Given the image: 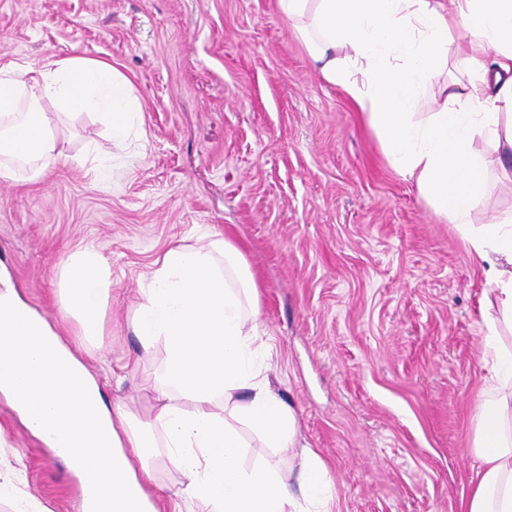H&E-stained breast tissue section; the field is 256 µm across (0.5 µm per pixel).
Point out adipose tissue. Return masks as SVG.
<instances>
[{
    "label": "adipose tissue",
    "mask_w": 512,
    "mask_h": 512,
    "mask_svg": "<svg viewBox=\"0 0 512 512\" xmlns=\"http://www.w3.org/2000/svg\"><path fill=\"white\" fill-rule=\"evenodd\" d=\"M294 20L313 13L315 37L305 44L321 75L341 87L377 135L390 164L415 182L434 212L454 224L504 318L512 320V218L473 223L484 195L485 167L474 136L492 139L512 157V0H276ZM472 37L458 63L467 82L443 85L438 111L412 113L417 92L440 74L451 29ZM353 57H337L339 49ZM131 83L111 63L72 56L24 65L0 64V181L41 178L63 153L47 110L91 111L113 141L127 137ZM63 303L81 335L102 332L112 280L94 245L71 253L61 269ZM257 287L241 252L209 238L177 244L154 262L132 319L143 351L163 345L153 418L133 422L111 413L100 386L54 328L18 294L0 266V393L52 450L79 445L70 459L80 481L95 484L92 512H157L133 462L162 444L185 477L172 512L193 502L212 512H331L321 496L327 467L310 448L297 449L294 410L274 389L252 344L259 333ZM482 362L487 385L476 409L479 465L462 512H512V348L499 325L485 323ZM190 400L192 409L180 407ZM244 422L283 454H298L301 484L292 491L280 470L243 466Z\"/></svg>",
    "instance_id": "adipose-tissue-1"
}]
</instances>
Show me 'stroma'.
I'll return each instance as SVG.
<instances>
[{"instance_id": "obj_1", "label": "stroma", "mask_w": 512, "mask_h": 512, "mask_svg": "<svg viewBox=\"0 0 512 512\" xmlns=\"http://www.w3.org/2000/svg\"><path fill=\"white\" fill-rule=\"evenodd\" d=\"M448 36L439 81L464 82ZM112 63L140 114L123 145L101 118L62 114L66 163L37 182H0V262L20 295L99 373L106 401L146 418L163 347L143 353L129 323L155 259L217 233L258 291L263 364L294 409L298 445L325 461L341 512H461L477 461L474 412L486 375V317L512 326L455 225L387 161L349 98L326 82L275 0H0V55ZM484 199L472 220L512 214V180L486 137ZM112 169L99 180L92 159ZM94 243L112 293L100 336L60 301L61 265ZM148 495L167 506L183 475L154 449ZM22 500L80 512L78 478L0 397V471Z\"/></svg>"}]
</instances>
